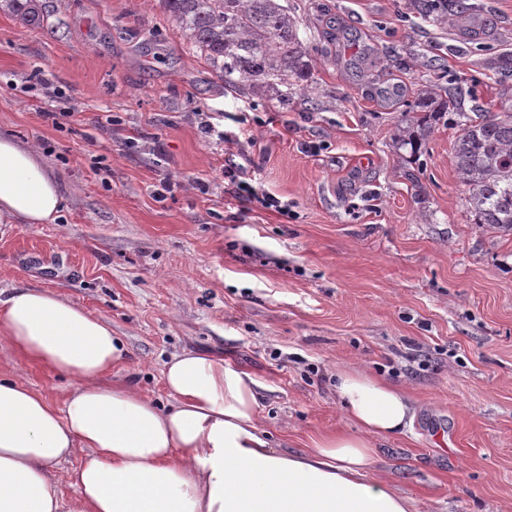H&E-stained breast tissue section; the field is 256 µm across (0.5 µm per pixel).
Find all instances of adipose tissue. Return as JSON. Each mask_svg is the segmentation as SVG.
Here are the masks:
<instances>
[{"label": "adipose tissue", "mask_w": 512, "mask_h": 512, "mask_svg": "<svg viewBox=\"0 0 512 512\" xmlns=\"http://www.w3.org/2000/svg\"><path fill=\"white\" fill-rule=\"evenodd\" d=\"M63 202L38 151L0 135V223L52 224ZM0 342L73 379L52 401L0 374V512H415L368 471L377 439L410 431L417 407L365 370L336 372L354 430L282 451L259 424L257 382L221 356L173 355L163 369L172 403L160 406L110 380L126 350L103 317L25 285L0 296ZM78 448L67 499L51 469Z\"/></svg>", "instance_id": "adipose-tissue-1"}]
</instances>
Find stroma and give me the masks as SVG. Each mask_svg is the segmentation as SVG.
I'll list each match as a JSON object with an SVG mask.
<instances>
[{"instance_id": "1", "label": "stroma", "mask_w": 512, "mask_h": 512, "mask_svg": "<svg viewBox=\"0 0 512 512\" xmlns=\"http://www.w3.org/2000/svg\"><path fill=\"white\" fill-rule=\"evenodd\" d=\"M40 2L38 28L0 7V135L39 148L65 202L0 224V291L105 318L113 377L164 404L173 354L222 356L291 450L352 429L333 375L365 369L420 408L371 480L416 512H512V236L472 224L455 123L417 155L393 139L433 84L465 87L470 117L512 111V0H467L474 35L416 0H283L314 85L285 105L225 87L161 0ZM0 369L52 400L71 383L4 343Z\"/></svg>"}]
</instances>
